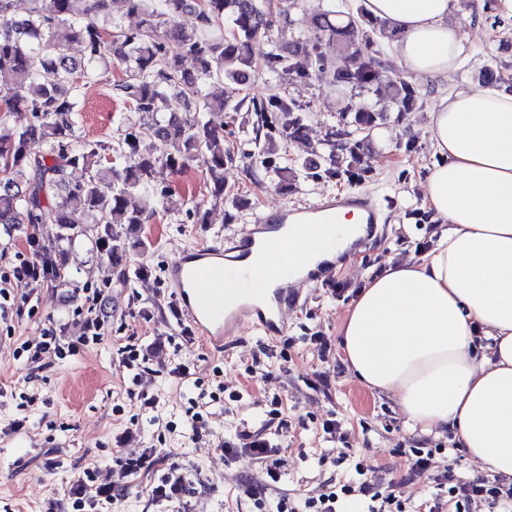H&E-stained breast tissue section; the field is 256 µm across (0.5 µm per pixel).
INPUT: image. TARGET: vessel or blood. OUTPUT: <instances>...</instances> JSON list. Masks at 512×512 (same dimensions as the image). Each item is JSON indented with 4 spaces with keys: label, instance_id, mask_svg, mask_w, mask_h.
Wrapping results in <instances>:
<instances>
[{
    "label": "vessel or blood",
    "instance_id": "obj_1",
    "mask_svg": "<svg viewBox=\"0 0 512 512\" xmlns=\"http://www.w3.org/2000/svg\"><path fill=\"white\" fill-rule=\"evenodd\" d=\"M337 205L274 209L229 242L175 252L168 282L182 320L218 348L252 319L265 335H281L288 308L299 302L301 282L323 277L317 270L299 278L298 265L288 257V227L333 223Z\"/></svg>",
    "mask_w": 512,
    "mask_h": 512
}]
</instances>
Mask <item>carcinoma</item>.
I'll use <instances>...</instances> for the list:
<instances>
[{
    "instance_id": "obj_1",
    "label": "carcinoma",
    "mask_w": 512,
    "mask_h": 512,
    "mask_svg": "<svg viewBox=\"0 0 512 512\" xmlns=\"http://www.w3.org/2000/svg\"><path fill=\"white\" fill-rule=\"evenodd\" d=\"M76 0H0V163L9 162L0 178V225L54 224L60 240L72 244L89 239L98 253L118 269L127 261L131 239L146 247L140 233L147 217L139 197L145 193L166 195L154 179L159 168L172 174L200 156L211 185V195L224 199V166L234 154L224 150L223 128L206 115L190 110L177 118L165 112L168 94L191 105L212 80L231 79L244 85L257 70L251 42L276 25L270 0H87L76 12ZM191 11L197 25L183 28L178 17ZM112 14V38L100 17ZM135 14L139 24L123 27L119 17ZM66 25L72 39L84 50L90 68L81 70L84 82L97 77L96 64L116 60L125 65L126 79L117 90L135 103L143 126L126 132L117 142L82 139L76 134V112L81 85L76 67L55 47L56 29ZM215 28L225 35L209 36ZM328 39L339 45L341 63L336 69L321 51ZM375 29L355 20L347 0H329L313 21L312 33L298 35L287 46L272 50L265 66L271 72L285 68L307 79L329 73L339 89L368 88L392 65L374 49ZM194 59V72L182 66L184 57ZM396 102L406 112L418 101L415 89L395 84ZM256 112L280 113L274 133L284 140L301 138L304 129L300 106L293 99L272 98L251 103ZM343 112L352 115L351 131H333L325 173L351 172L361 147L357 132L377 125L380 113L367 102H348ZM16 113L22 121L8 123ZM148 136L170 143L163 157L143 147ZM42 145L34 151L31 146ZM261 166L282 177L288 168L277 166L276 145L268 144ZM82 168L84 178L73 180L70 170ZM46 274L57 280L72 278L61 256H43Z\"/></svg>"
}]
</instances>
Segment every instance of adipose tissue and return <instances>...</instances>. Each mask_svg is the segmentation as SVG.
<instances>
[{
  "instance_id": "ef3b65f1",
  "label": "adipose tissue",
  "mask_w": 512,
  "mask_h": 512,
  "mask_svg": "<svg viewBox=\"0 0 512 512\" xmlns=\"http://www.w3.org/2000/svg\"><path fill=\"white\" fill-rule=\"evenodd\" d=\"M407 73L447 78L467 52L461 0H362ZM441 162L425 201L434 248L391 265L360 292L342 352L365 386L395 395L422 431H450L487 471L512 480V93L479 85L442 92L428 114ZM346 209L302 240L307 263L338 260L364 235ZM485 349H478V339Z\"/></svg>"
}]
</instances>
